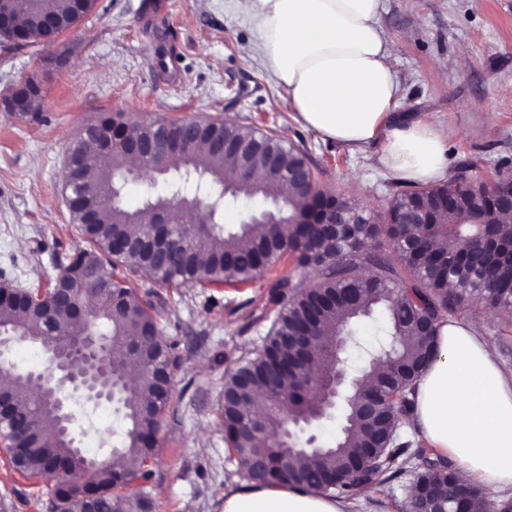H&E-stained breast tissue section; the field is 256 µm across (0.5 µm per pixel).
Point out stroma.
I'll return each mask as SVG.
<instances>
[{"label":"stroma","mask_w":512,"mask_h":512,"mask_svg":"<svg viewBox=\"0 0 512 512\" xmlns=\"http://www.w3.org/2000/svg\"><path fill=\"white\" fill-rule=\"evenodd\" d=\"M246 0H97L52 43L0 44V99L32 78L37 116L0 109V276L44 283L78 244L68 228L61 172L81 129L103 112L133 122L221 118L273 129L311 160L320 188L383 212L394 172L378 167V145L359 150L323 140L297 121L257 44ZM380 26L398 77L395 120L448 130L446 175L475 179L512 172V0H384ZM466 51L465 66L442 68ZM66 54V66L54 59ZM312 282V269L284 258L249 282L223 288H160L138 279L179 363L151 480L156 512H222L242 474L226 460L218 409L224 373L253 357L274 320L273 278ZM480 325L512 372V329L485 309ZM73 431L84 452L118 446L125 424L117 403L70 394ZM43 481L15 473L0 448V512H38Z\"/></svg>","instance_id":"obj_1"}]
</instances>
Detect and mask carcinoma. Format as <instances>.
<instances>
[{"label": "carcinoma", "instance_id": "cac0c4a2", "mask_svg": "<svg viewBox=\"0 0 512 512\" xmlns=\"http://www.w3.org/2000/svg\"><path fill=\"white\" fill-rule=\"evenodd\" d=\"M95 2L14 0V12L22 22L25 41H43L74 27ZM173 124L162 119L144 126L127 121L122 112H106L96 120L93 132L74 146L83 178L69 190L72 202L68 210L70 228L83 245L70 254L62 278L74 298L80 300L93 287L94 275L106 274L100 303L88 314V322L112 337L115 380H122V370L132 362L141 369L140 382L122 399L126 428L120 446L113 449L105 469L88 473L84 457L64 438L58 416L42 409L23 383L6 370L0 372V393L16 398V421L29 424L25 433L8 436L6 453L14 470L25 478L53 482L48 503H57L55 512H151L155 502L150 490V461L170 403L171 387L158 385L149 364L133 355L134 347L149 342L147 327L158 326L154 306L138 298L134 279L146 278L166 288L236 284L288 254L298 264L314 268L317 279L305 285L283 277L272 284L269 303L275 306L276 316L262 348L224 374L225 400L219 415L227 460L243 469L252 459L263 457L269 466L265 482L319 490L348 503L349 512H362L374 494L380 496L378 504L393 498L389 482L398 475H410L421 487L454 486L452 466L442 454L400 434L415 408L416 381L436 352L434 337L418 335L414 321L419 315L427 316L438 325L479 306L499 312L506 317V327H512V224L500 223V217L491 211L497 195L506 191L509 175L499 171L489 184L466 174L427 186L397 181L390 186L384 212L388 225L380 231L369 222L366 207L340 197L338 207L355 228L350 238L339 240L321 235L314 224L305 233L295 223L306 210L329 202L317 189V177L302 150L279 135L212 120L202 135L186 139L176 162L151 182L143 207L125 209L112 200L110 187L131 164L124 153L112 148V137L160 139ZM213 136L250 143L252 149L243 156L215 152L207 145ZM272 152L279 158L280 178L274 182L250 181L245 172L263 169ZM191 183L198 191H212L226 183L234 198L258 196L270 205L269 219L263 224L249 221L226 229L224 200L218 199L214 223L194 231L173 225L176 247L167 258L159 259L145 242L146 232L154 227V210L161 204L175 203ZM104 186L109 190L102 191ZM86 210L95 214L96 223H82ZM419 211L434 216L435 223L408 224L404 234L416 238L421 254L431 262L423 268L410 263L394 265L386 248L399 247L404 238L390 220L404 222ZM491 217L498 247L484 243L483 222ZM114 238L130 241L132 249L122 254L112 252ZM448 240L478 255L479 261L463 263L456 251L437 248L439 242ZM53 288L52 282L44 291L39 284L0 282V334L65 339L77 332L78 322L71 319L70 309L58 307L43 314L40 294L48 295ZM376 311L385 316V335L389 337L386 348L370 360L372 365L381 361L388 368L376 388L383 398L391 389L398 398L383 403V417L367 416L355 393L367 376L378 372L358 376L343 400L344 425L336 443L316 451L289 449L288 443L275 437L283 413L299 419L321 418L325 405L318 389L305 387L297 373L288 369L290 350L284 337L309 332L317 336L324 350L314 361L329 374L335 362L336 337H343L347 345L354 342L356 325ZM259 382L264 383L265 394L274 388L287 393L288 403L283 409L267 408L256 420L248 407L254 404ZM390 428L394 435L380 450L377 464L361 466L355 477L334 490L323 487L326 476L348 469L356 449L374 447L375 433L384 436ZM40 448L51 449L55 473H48ZM300 457L307 465H295ZM117 459L123 461L119 470L114 465ZM448 509L490 512L492 504L480 488L472 486L462 503L452 502Z\"/></svg>", "mask_w": 512, "mask_h": 512}]
</instances>
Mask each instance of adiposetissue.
Returning a JSON list of instances; mask_svg holds the SVG:
<instances>
[{
  "instance_id": "adipose-tissue-1",
  "label": "adipose tissue",
  "mask_w": 512,
  "mask_h": 512,
  "mask_svg": "<svg viewBox=\"0 0 512 512\" xmlns=\"http://www.w3.org/2000/svg\"><path fill=\"white\" fill-rule=\"evenodd\" d=\"M258 45L305 127L352 149L380 143L379 165L405 182L440 180L447 130L391 124L398 81L379 25L383 0H248ZM438 354L419 378L413 427L456 464L459 479L512 488V374L473 322L441 323ZM314 490L242 479L224 512H346Z\"/></svg>"
}]
</instances>
